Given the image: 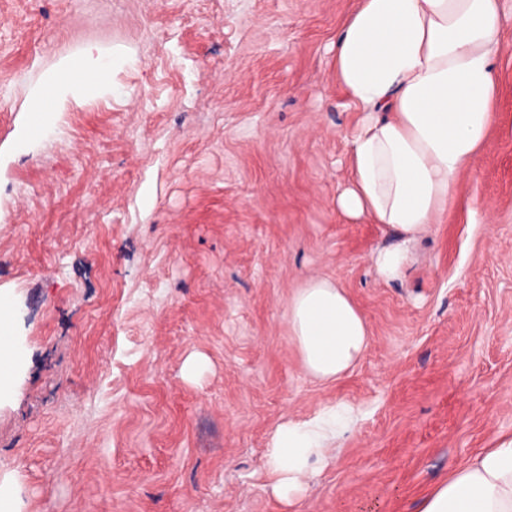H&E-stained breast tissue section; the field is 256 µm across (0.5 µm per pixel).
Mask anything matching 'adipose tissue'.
I'll use <instances>...</instances> for the list:
<instances>
[{"instance_id": "obj_1", "label": "adipose tissue", "mask_w": 512, "mask_h": 512, "mask_svg": "<svg viewBox=\"0 0 512 512\" xmlns=\"http://www.w3.org/2000/svg\"><path fill=\"white\" fill-rule=\"evenodd\" d=\"M503 14V0H357L332 45L336 83L361 114L336 209L395 231V243L370 257L385 279L406 275L419 237L447 215L460 176L487 141ZM111 72V56L92 47L60 63L30 93L16 149L44 135L70 101L111 92ZM10 311L0 295V399L15 383ZM288 324L307 372L319 380L342 376L369 346L363 315L324 278L296 292ZM340 433L332 415L276 424L265 450L271 492L284 501L299 493ZM420 512H512V439L452 472Z\"/></svg>"}]
</instances>
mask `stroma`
Segmentation results:
<instances>
[{
	"mask_svg": "<svg viewBox=\"0 0 512 512\" xmlns=\"http://www.w3.org/2000/svg\"><path fill=\"white\" fill-rule=\"evenodd\" d=\"M355 0H0V293L19 349L0 476L21 512H420L512 437V0L485 147L403 279L335 208L359 114L329 48ZM112 92L15 149L31 90L87 46ZM344 288L370 344L306 371L288 303ZM202 356L192 379L186 360ZM354 420L292 504L268 433Z\"/></svg>",
	"mask_w": 512,
	"mask_h": 512,
	"instance_id": "35a3bbf8",
	"label": "stroma"
}]
</instances>
